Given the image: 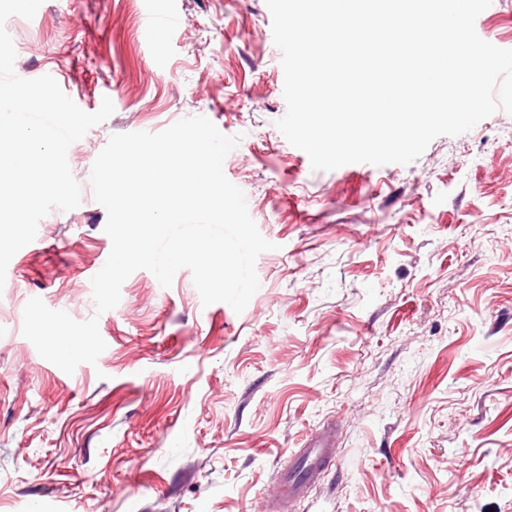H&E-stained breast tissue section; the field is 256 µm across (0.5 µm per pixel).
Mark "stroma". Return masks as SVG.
<instances>
[{
    "label": "stroma",
    "mask_w": 512,
    "mask_h": 512,
    "mask_svg": "<svg viewBox=\"0 0 512 512\" xmlns=\"http://www.w3.org/2000/svg\"><path fill=\"white\" fill-rule=\"evenodd\" d=\"M172 12L171 29L143 15ZM15 72L114 113L67 153L81 203L52 210L0 288V512H259L293 453L331 466L292 512H512V115L413 163L312 170L277 127L282 53L265 0H43L5 24ZM512 49V0L476 19ZM203 116L272 250L243 312L190 270L131 274L96 314L112 242L91 167L112 135ZM41 298L98 316L66 374L22 334Z\"/></svg>",
    "instance_id": "stroma-1"
}]
</instances>
